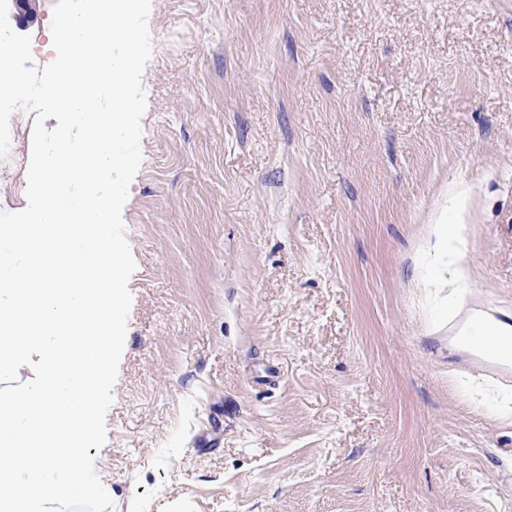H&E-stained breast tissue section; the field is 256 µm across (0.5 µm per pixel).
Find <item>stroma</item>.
<instances>
[{"label": "stroma", "instance_id": "1", "mask_svg": "<svg viewBox=\"0 0 512 512\" xmlns=\"http://www.w3.org/2000/svg\"><path fill=\"white\" fill-rule=\"evenodd\" d=\"M57 0L15 25L36 66ZM113 512H512V0H152ZM471 187L448 266L438 222ZM483 356L479 360V368L482 375L498 384H510L512 381V369L508 363L502 362L496 355L497 340L493 337L487 340L481 348Z\"/></svg>", "mask_w": 512, "mask_h": 512}]
</instances>
